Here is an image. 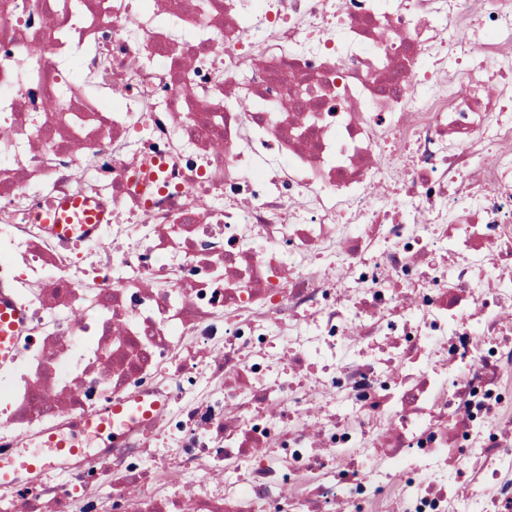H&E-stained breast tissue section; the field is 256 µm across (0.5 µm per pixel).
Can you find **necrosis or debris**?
Segmentation results:
<instances>
[{
	"label": "necrosis or debris",
	"mask_w": 512,
	"mask_h": 512,
	"mask_svg": "<svg viewBox=\"0 0 512 512\" xmlns=\"http://www.w3.org/2000/svg\"><path fill=\"white\" fill-rule=\"evenodd\" d=\"M506 251L512 0H0V512H512ZM8 307L9 305L0 302V358H7L15 351L13 334H10V331H15L16 323L11 322L10 317L16 319V314L14 311L11 315L8 314L6 312Z\"/></svg>",
	"instance_id": "obj_1"
}]
</instances>
